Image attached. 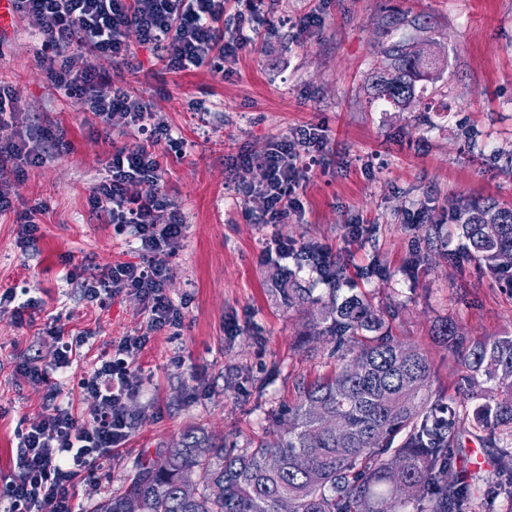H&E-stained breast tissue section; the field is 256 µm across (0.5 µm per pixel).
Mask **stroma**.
Returning <instances> with one entry per match:
<instances>
[{"mask_svg": "<svg viewBox=\"0 0 512 512\" xmlns=\"http://www.w3.org/2000/svg\"><path fill=\"white\" fill-rule=\"evenodd\" d=\"M262 32L224 78L208 68L169 73L155 52L133 44L139 63L130 91L150 103L186 143L164 157L159 189L179 204L187 224L169 260L167 293L181 306L178 333H154L134 361L142 386L128 403L132 421L111 459L81 473L70 492L81 512H95L123 490L138 460L173 446L200 427L226 446L248 448L281 429L277 414L302 382L331 373L333 343L316 338L315 306L286 308L275 277L289 271L317 294L337 286L380 311H393L392 335L428 352L434 389L448 390L455 362L433 340L448 319L467 337L512 330V290L485 273L467 251L455 217L459 201L512 203V0H238ZM306 14L319 23L300 32ZM405 38L433 46L445 68L416 84L398 108L375 99L371 74L390 45ZM34 23L15 19L0 34V83L19 93L20 121L60 127L68 152L30 168L15 185L14 212L0 216V287L19 284L42 305L16 319L0 309V476L13 467L16 429L44 410L43 384L20 378L25 358L52 362L56 342L45 333L58 320L65 334H89L82 356L58 382L75 416L90 421L92 401L78 382L101 348L146 329L132 294L100 306L78 284L99 266L142 260L131 236L115 235L89 210L93 184L116 146L143 138L132 129L103 133L55 94L40 70ZM324 125L325 165L304 182L303 218L255 224L258 198L228 193L224 156L263 153L278 137ZM42 203L36 250L18 245L17 210ZM423 214L421 223L413 215ZM364 222L357 240L347 227ZM437 234H429V226ZM324 245L343 267L331 282L262 251L273 237ZM79 266L65 278L66 261Z\"/></svg>", "mask_w": 512, "mask_h": 512, "instance_id": "35a3bbf8", "label": "stroma"}]
</instances>
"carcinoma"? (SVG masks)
<instances>
[{"label": "carcinoma", "mask_w": 512, "mask_h": 512, "mask_svg": "<svg viewBox=\"0 0 512 512\" xmlns=\"http://www.w3.org/2000/svg\"><path fill=\"white\" fill-rule=\"evenodd\" d=\"M440 57L392 44L375 75L378 98L399 107ZM462 230L489 271L512 278V204L465 207ZM289 308L320 306L317 335L346 347L334 374L302 386L283 431L252 448H226L198 429L136 464L129 484L96 512H492L512 502V333L467 339L438 325L456 365V394L432 389L423 349L383 332L385 320L357 295L337 301L311 288H281ZM402 442L392 447L395 437ZM475 438L467 448L462 437ZM185 482L196 485L191 497Z\"/></svg>", "instance_id": "carcinoma-1"}]
</instances>
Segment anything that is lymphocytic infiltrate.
Returning <instances> with one entry per match:
<instances>
[{"mask_svg": "<svg viewBox=\"0 0 512 512\" xmlns=\"http://www.w3.org/2000/svg\"><path fill=\"white\" fill-rule=\"evenodd\" d=\"M229 0H13V13L31 19L39 33V66L49 84L104 128L121 126L148 132V144L115 149L104 176L91 188L89 206L101 223L118 233H133L141 262L101 266L93 281L82 283L84 298L99 305L115 296L135 293L148 315L146 332L109 345L80 380L92 401V420H79L60 398L49 374L70 367L87 335L63 340V330L50 322L48 334L59 337L51 367L29 359L16 365L23 378L47 383L45 411L34 423L16 431L15 463L5 479L6 507L1 512H76L69 486L80 471L96 467L127 437L131 423L127 402L139 391L140 377L132 361L155 331L175 329L182 312L166 294L168 260L184 236V215L157 184L164 171L157 145L182 154L184 141L150 104L129 88L101 75L93 58L111 57L116 66L133 69L130 35L151 47L166 70L178 73L203 66L223 73L224 63L237 59L259 35L252 18L239 14L225 23ZM327 136L321 126L300 131L296 139L272 141L260 155H228L224 165L235 194L258 196L263 206L253 213L257 224H282L305 213L300 188L307 171L324 162ZM64 130L40 127L14 129L0 139V215L13 211L12 193L27 168L68 149ZM258 167L256 185H245L241 171ZM278 260L304 257L307 265L326 274L335 264L322 246H297L276 237L264 251Z\"/></svg>", "mask_w": 512, "mask_h": 512, "instance_id": "lymphocytic-infiltrate-1", "label": "lymphocytic infiltrate"}]
</instances>
